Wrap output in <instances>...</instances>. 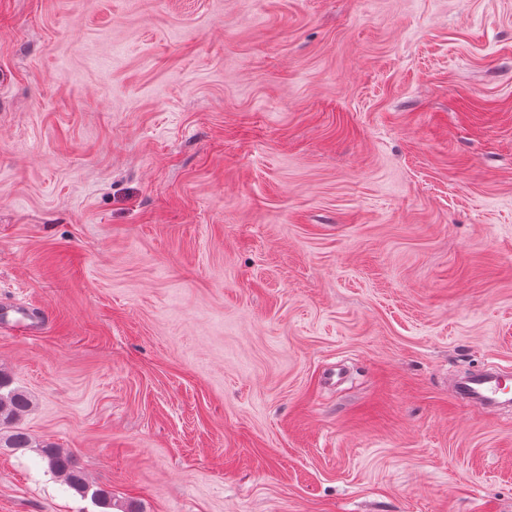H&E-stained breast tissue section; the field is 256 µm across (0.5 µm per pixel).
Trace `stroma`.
<instances>
[{
	"instance_id": "1",
	"label": "stroma",
	"mask_w": 512,
	"mask_h": 512,
	"mask_svg": "<svg viewBox=\"0 0 512 512\" xmlns=\"http://www.w3.org/2000/svg\"><path fill=\"white\" fill-rule=\"evenodd\" d=\"M0 512H512V0H0ZM28 311V308L24 305L6 308L0 312V321L8 323L16 331L22 332L23 336H34L31 332L35 327L34 321H32L31 314ZM10 314H13V317ZM509 373L510 371L504 372L494 368L475 373L459 383L456 391L457 397L490 405L498 402L500 397L508 396V401L511 402V394L509 397L503 393V378ZM11 385V378L0 371V448L17 452L32 448L30 436L19 424L30 410L32 399L24 390ZM40 448L41 457L46 462L48 471L61 478L64 484L75 494L83 498L88 496L93 486L86 481L75 456L71 452L52 444L42 445ZM90 497L93 504L98 508H112V496L107 490L93 489Z\"/></svg>"
}]
</instances>
